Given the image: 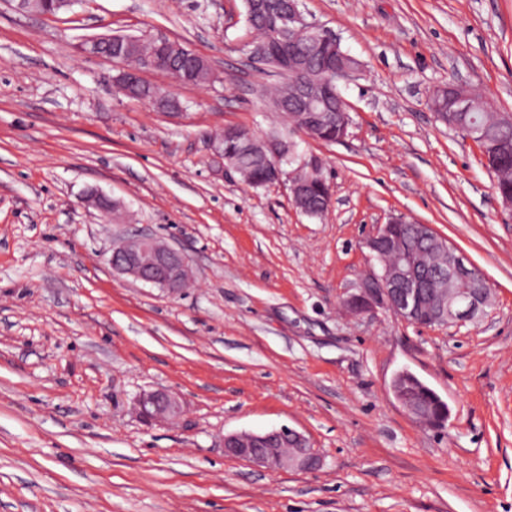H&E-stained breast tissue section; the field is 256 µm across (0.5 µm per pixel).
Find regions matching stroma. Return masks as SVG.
Instances as JSON below:
<instances>
[{
	"instance_id": "1",
	"label": "stroma",
	"mask_w": 512,
	"mask_h": 512,
	"mask_svg": "<svg viewBox=\"0 0 512 512\" xmlns=\"http://www.w3.org/2000/svg\"><path fill=\"white\" fill-rule=\"evenodd\" d=\"M362 64L342 84L346 138L297 137L332 203L296 208L211 147L224 127L283 129L260 96L243 0H75L58 15L0 0V512H512V212L478 148L440 122L449 82L512 112V0H303ZM164 36L208 60L214 86L146 71L170 115L127 98L100 34ZM122 208L111 222L82 198ZM394 217L446 238L486 277L477 321L420 327L340 305L368 269L363 239ZM145 232L187 257L180 293L113 272ZM409 370L448 405L428 430L395 400ZM181 397L173 425L132 411ZM290 426L315 471L224 454L228 432Z\"/></svg>"
}]
</instances>
